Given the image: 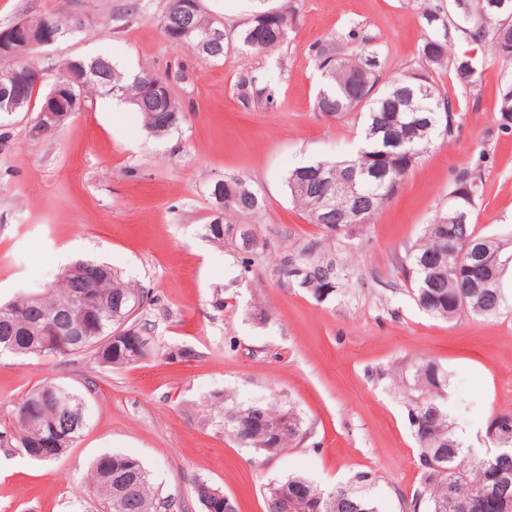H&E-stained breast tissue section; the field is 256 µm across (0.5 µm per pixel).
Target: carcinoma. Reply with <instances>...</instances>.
I'll return each mask as SVG.
<instances>
[{
    "mask_svg": "<svg viewBox=\"0 0 512 512\" xmlns=\"http://www.w3.org/2000/svg\"><path fill=\"white\" fill-rule=\"evenodd\" d=\"M462 19L469 24L470 37L487 42L494 59L512 62V20L501 16L491 23L494 15L487 11V0H454ZM432 35L421 48L422 63L432 68L451 67L457 82L473 87L482 73L476 66L461 72L459 59H448V15L439 9L424 12ZM187 23L195 27L196 37L177 40L171 26ZM293 19L286 10L277 12L262 6L253 11L250 21L236 32H224V39L212 47H200L203 38L222 24L198 10L188 18L166 11L163 30L175 45L190 47L203 60H220L230 48L243 52L267 51L288 39ZM359 42L355 54L345 52V45ZM317 69L324 81L314 100V110L325 115L342 117L351 112L363 116L358 150L344 160H316L296 167L286 176V186L292 201L300 206L313 224L325 229L342 230L352 224H364L387 204L393 193L380 187L374 172L386 173L385 179L401 184L409 170L425 150L438 138H450L455 130V106L448 96L441 95L425 69H410L380 88L385 62L371 45V38L349 29L338 38L320 44L314 53ZM103 68L96 72L85 61L83 80L73 86L78 97L87 90L103 92L102 81L112 82V96L125 98L143 117L148 132L160 133L167 115L165 102L142 100L141 83L148 71L130 75L120 70L112 60L101 58ZM237 95L246 104H274L275 89L268 76L244 71L236 82ZM500 128L512 129V81L502 85L499 93ZM472 194H463L464 188ZM484 182L477 168L461 171L448 195V209L438 213L426 226L422 239L414 244L400 261L401 273L412 285L413 298L420 309L432 317L452 320L462 316L494 318L511 310L502 276L512 268V252H507L502 240L476 230L473 213L482 197ZM224 198L230 200L228 212L254 214L261 210L263 200L241 176L224 177ZM224 231L215 230V223L206 226L209 237L219 243H229L243 259L259 246L257 236L245 246L229 237L231 225ZM482 249L490 265L485 278L492 288H473L462 274L463 265L470 261L476 249ZM75 269L95 288L99 300L96 325L86 336H59L56 343H45V330L50 325L68 328L70 323L84 322L89 312L77 309L69 318L57 319L54 307L79 286ZM284 274L298 280L319 298L335 295L339 287L336 265L331 260L306 258L303 254L284 260ZM139 297L137 309L129 299ZM149 292L132 287L107 263L81 260L65 267L58 279L41 291L23 294L0 305V357L22 358L53 356L66 358L81 352L91 353L99 363L123 367L152 356L157 348L154 325L144 317V306L150 304ZM135 331L143 340V351L130 356L125 347L111 345V335L120 326ZM414 382L421 397L411 405L408 420L418 445L421 468L419 487L405 503L406 512H449L448 488L456 498L467 504V512H512V413L491 417L486 425L487 438L496 452L477 457L462 446L454 432L448 411L439 402L448 385L447 375L433 363H423L414 373ZM64 400L73 408L84 405L83 397L74 389L54 382H45L28 393L15 407L14 414L32 409L38 418L22 428H15L13 439L23 452L41 460L33 445L44 431L56 426L61 435L59 450H67L79 441L85 412L63 413L57 401ZM248 425L249 438L244 444L266 455H276L303 435L302 420L291 409H275L262 402L247 406L224 407V431L238 437L240 423ZM288 491L300 507L297 512H377L373 503L348 487L323 490L302 475L290 476L272 483ZM89 489L103 504L104 512H174L175 502L159 496L150 475L135 457L107 452L92 465ZM216 486L206 480L196 482L194 493L203 510H208Z\"/></svg>",
    "mask_w": 512,
    "mask_h": 512,
    "instance_id": "cac0c4a2",
    "label": "carcinoma"
}]
</instances>
